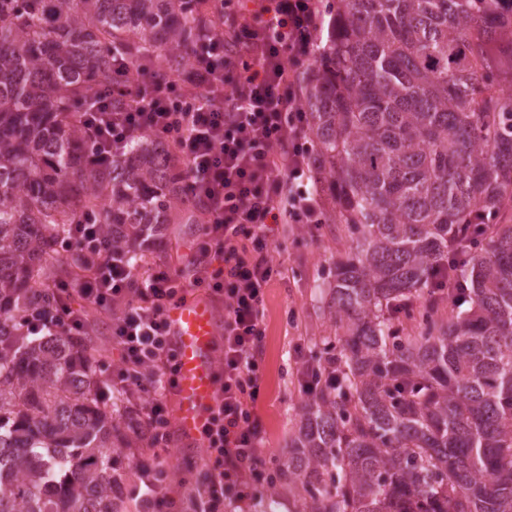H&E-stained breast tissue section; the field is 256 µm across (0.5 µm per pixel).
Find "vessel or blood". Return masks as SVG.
<instances>
[{
    "mask_svg": "<svg viewBox=\"0 0 512 512\" xmlns=\"http://www.w3.org/2000/svg\"><path fill=\"white\" fill-rule=\"evenodd\" d=\"M168 321L178 352L175 417L186 449L192 450L221 400L216 368L218 316L207 297L195 296L172 307Z\"/></svg>",
    "mask_w": 512,
    "mask_h": 512,
    "instance_id": "obj_1",
    "label": "vessel or blood"
}]
</instances>
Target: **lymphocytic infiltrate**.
<instances>
[{
	"mask_svg": "<svg viewBox=\"0 0 512 512\" xmlns=\"http://www.w3.org/2000/svg\"><path fill=\"white\" fill-rule=\"evenodd\" d=\"M200 8L223 14L224 24L189 49L185 69L151 79L113 57L122 86L90 90L83 114L97 132L94 164L110 165L140 134L152 136L169 162H186L188 188L205 203L192 281L156 262L134 284L130 265L113 258L103 225L85 216L71 226L62 249L86 254L87 272L57 281L55 302H34L25 318L29 335L76 337L87 334L91 314L111 315L120 362L97 359L94 371L133 409L138 445L129 454L137 478L130 491L141 512L182 507L167 490L163 457L178 371L168 313L193 287L223 305L224 332L222 401L204 430L206 476L192 505L195 512H227L267 485L256 405L266 289L281 273L272 244L277 226L321 223L325 208L311 186L298 82L320 30L316 0H201Z\"/></svg>",
	"mask_w": 512,
	"mask_h": 512,
	"instance_id": "obj_1",
	"label": "lymphocytic infiltrate"
}]
</instances>
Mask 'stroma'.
<instances>
[{
    "mask_svg": "<svg viewBox=\"0 0 512 512\" xmlns=\"http://www.w3.org/2000/svg\"><path fill=\"white\" fill-rule=\"evenodd\" d=\"M200 232L197 224L169 225L164 234L141 249V259L132 268L134 282H141L147 263L162 261L182 270L185 278H192L194 271L187 264V255ZM348 247L347 228L329 206L322 224L289 233L273 253L282 274L266 294L264 376L262 398L256 407L264 425L262 453L266 462L283 455L299 422V409L305 400L297 377L302 360L325 355L328 341L345 333L344 323L330 314L327 302L330 272L337 260L345 257ZM182 446L179 431H172L167 456L170 489L186 500L194 493L198 476L187 473L183 463H202L204 455L199 448L183 452Z\"/></svg>",
    "mask_w": 512,
    "mask_h": 512,
    "instance_id": "obj_1",
    "label": "stroma"
}]
</instances>
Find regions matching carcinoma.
Wrapping results in <instances>:
<instances>
[{"label":"carcinoma","instance_id":"carcinoma-1","mask_svg":"<svg viewBox=\"0 0 512 512\" xmlns=\"http://www.w3.org/2000/svg\"><path fill=\"white\" fill-rule=\"evenodd\" d=\"M299 73L316 188L351 244L329 307L339 385L304 401L272 484L305 512H512V0H317ZM224 25L199 0H0V512H120L124 413L68 336L21 335L28 298L85 260L58 247L98 213L130 263L175 202L203 203L156 144L95 167L86 93L112 56L174 75ZM472 226L476 247L457 228ZM460 260L456 313L423 303Z\"/></svg>","mask_w":512,"mask_h":512}]
</instances>
